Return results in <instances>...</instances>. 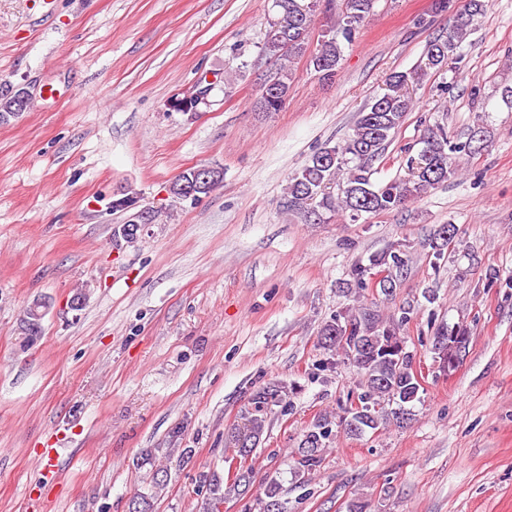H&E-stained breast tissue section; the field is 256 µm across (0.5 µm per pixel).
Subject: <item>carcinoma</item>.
<instances>
[{"label":"carcinoma","instance_id":"cac0c4a2","mask_svg":"<svg viewBox=\"0 0 512 512\" xmlns=\"http://www.w3.org/2000/svg\"><path fill=\"white\" fill-rule=\"evenodd\" d=\"M376 0H341L336 23L323 32L314 51H309L308 34L319 7V0H274L277 14L270 22L264 42L267 55L279 61V68L269 80L276 94L259 98L264 112H279L288 99L291 69L289 63L308 56L309 65L323 77L335 74L341 60L343 45L352 42L373 13ZM483 10L482 0H464L448 26L446 35L431 41L418 68L409 72H393L387 78L386 92L372 100L359 113L354 132L342 144L320 147L299 168L288 182L283 208L310 220V207H318L323 214L338 211L349 213L356 222L368 215L389 213L427 193L457 172L453 155L466 150L467 144H454L448 138L445 126L437 124L424 131L423 148L417 156L407 159V176L395 178L383 186L371 181L372 163L376 161L402 126L408 112L414 107L410 87L430 73H438L448 66V58L458 43L471 31ZM29 94L20 89L0 95V123L18 117L24 109L20 105ZM457 234L454 224H441L428 239L435 260L445 257V250ZM409 252L400 247L374 254L368 263L357 262L348 271L347 289L363 291L372 283V275L380 269L398 273L389 289L377 290V295L391 297L399 277L406 274ZM400 315L388 320L376 311L362 308L356 313L338 312L321 328V344L326 357L317 369L332 371L343 355L356 373L355 389L345 408V431L351 436H362L392 422L404 424L412 416L409 405L420 400L419 379L413 371L414 355L407 349L401 330L410 321V309H399ZM351 328V340L336 339V328ZM468 330L462 325H438L432 336V350L439 362L449 371L458 367L466 355ZM286 389L269 381L255 389L249 400L241 426L228 431L225 443L234 448L233 458L244 459L253 451L263 434L275 408L286 409ZM330 432L318 423L304 435L296 458L294 474L304 477L316 469L322 460V451ZM207 486V512H223L224 487L221 479L213 476L204 480ZM252 483V469L238 465L231 487L244 495ZM262 512H288L282 500L283 488L275 478L264 484Z\"/></svg>","mask_w":512,"mask_h":512}]
</instances>
